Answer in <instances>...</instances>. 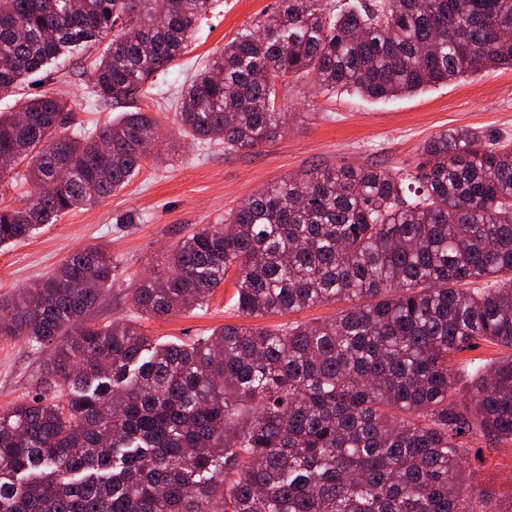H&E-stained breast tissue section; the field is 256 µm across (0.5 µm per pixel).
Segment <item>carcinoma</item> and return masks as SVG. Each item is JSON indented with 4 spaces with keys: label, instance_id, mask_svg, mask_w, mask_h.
Masks as SVG:
<instances>
[{
    "label": "carcinoma",
    "instance_id": "obj_1",
    "mask_svg": "<svg viewBox=\"0 0 512 512\" xmlns=\"http://www.w3.org/2000/svg\"><path fill=\"white\" fill-rule=\"evenodd\" d=\"M213 2L0 0V94L110 32L92 93L133 100ZM469 2L333 16L323 0H278L184 87L175 117L239 153L294 118L276 111L280 78L383 99L512 67V0ZM67 111L43 93L23 121L0 113V184L36 188L0 206L1 247L101 202L152 155L151 113L65 134ZM116 268L89 246L0 299V338L51 348L53 377L0 410V512H500L461 478L459 440L512 441V354L475 370L463 401L451 362L477 340L512 349V148L449 129L414 167L313 168L178 241L132 290L144 315L190 314L233 268L245 317L352 303L318 325H226L192 343L100 325Z\"/></svg>",
    "mask_w": 512,
    "mask_h": 512
}]
</instances>
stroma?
I'll return each instance as SVG.
<instances>
[{"label":"stroma","instance_id":"35a3bbf8","mask_svg":"<svg viewBox=\"0 0 512 512\" xmlns=\"http://www.w3.org/2000/svg\"><path fill=\"white\" fill-rule=\"evenodd\" d=\"M277 0H216L189 49L155 76L146 98L100 102L91 95L87 69L106 49L89 50L28 77L11 95H0V111L47 92L65 96L72 109L66 131L95 128L142 110L158 119L155 155L125 187L92 208H77L42 225L26 240L0 248V298L50 274L71 253L99 244L118 261L114 282L93 319L107 323L139 317L132 290L139 279L163 268L171 246L271 183L312 168L348 164L376 170L415 165L423 145L439 132L471 128L512 145V68L491 67L426 90L376 100L346 89L320 88L314 76L283 78L276 106L294 113L288 131L242 153H227L218 141L187 136L175 121L185 82L223 50L239 29L252 26ZM236 277L227 274L206 310L146 319L142 326L160 340L190 343L214 329L242 323L234 307ZM50 350L0 339V409L27 400L43 380ZM462 454L500 512L512 507V443L494 445L478 437L462 441Z\"/></svg>","mask_w":512,"mask_h":512}]
</instances>
